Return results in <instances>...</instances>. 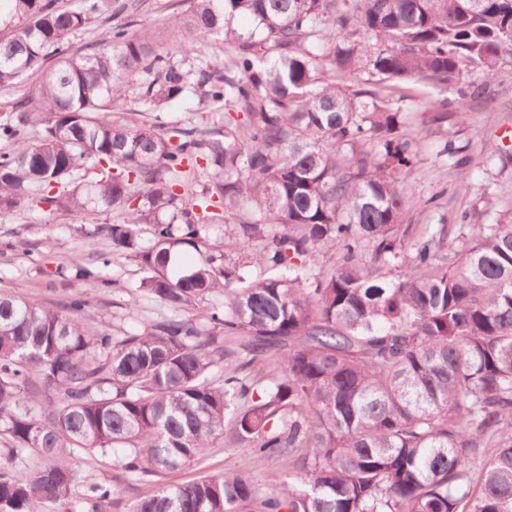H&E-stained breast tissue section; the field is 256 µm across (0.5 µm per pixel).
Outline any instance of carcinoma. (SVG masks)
I'll return each mask as SVG.
<instances>
[{"label":"carcinoma","mask_w":512,"mask_h":512,"mask_svg":"<svg viewBox=\"0 0 512 512\" xmlns=\"http://www.w3.org/2000/svg\"><path fill=\"white\" fill-rule=\"evenodd\" d=\"M183 2L164 22L182 35L167 56L161 31L125 24L86 53L65 47L139 0H0V90L39 74L0 113V141L28 137L33 114L42 125L0 152V211L44 203L96 224L119 209L112 246L140 262V288L176 312L224 295L115 336L79 295L0 294V431L14 443L0 512H104L119 489L75 497L77 452H110L127 484L152 483L129 512H512V218L478 225L453 262L439 256L449 224L404 252L399 174L416 142L402 99L344 83L487 84L512 51V0ZM212 37L232 48L222 71L204 59ZM125 84L150 120L112 115ZM190 91L224 122L169 126ZM210 224L231 233L174 268ZM327 246L340 258L320 274ZM261 356L282 374L248 373ZM224 438L294 472L162 482ZM30 449L50 463L19 478Z\"/></svg>","instance_id":"cac0c4a2"}]
</instances>
